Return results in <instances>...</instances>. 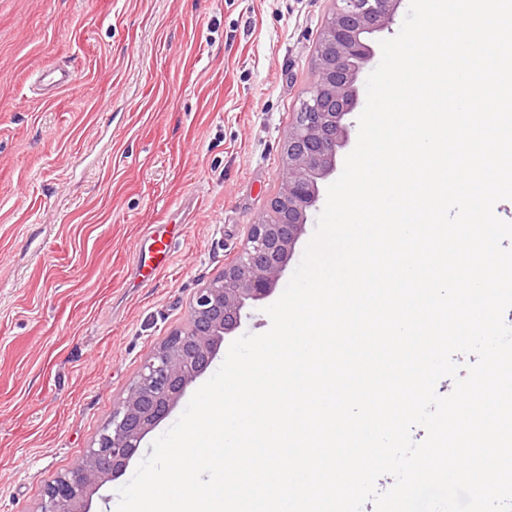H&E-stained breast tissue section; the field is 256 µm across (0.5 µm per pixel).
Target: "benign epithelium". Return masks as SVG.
I'll return each mask as SVG.
<instances>
[{
	"instance_id": "1",
	"label": "benign epithelium",
	"mask_w": 512,
	"mask_h": 512,
	"mask_svg": "<svg viewBox=\"0 0 512 512\" xmlns=\"http://www.w3.org/2000/svg\"><path fill=\"white\" fill-rule=\"evenodd\" d=\"M314 62L284 146L279 189L269 219L250 225L236 260L200 289L186 326L172 332L143 364L96 445L51 484L38 512H91L93 493L127 467L141 440L209 365L249 301L268 297L288 264L348 141L358 76L374 55L372 37L390 28L401 0H332Z\"/></svg>"
}]
</instances>
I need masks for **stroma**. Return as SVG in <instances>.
<instances>
[{
	"label": "stroma",
	"mask_w": 512,
	"mask_h": 512,
	"mask_svg": "<svg viewBox=\"0 0 512 512\" xmlns=\"http://www.w3.org/2000/svg\"><path fill=\"white\" fill-rule=\"evenodd\" d=\"M331 0H0V512H36L278 191ZM70 71L34 93L40 70ZM183 234L130 287L147 225ZM264 302L225 336L262 334ZM179 401L93 501L116 512Z\"/></svg>",
	"instance_id": "obj_1"
}]
</instances>
